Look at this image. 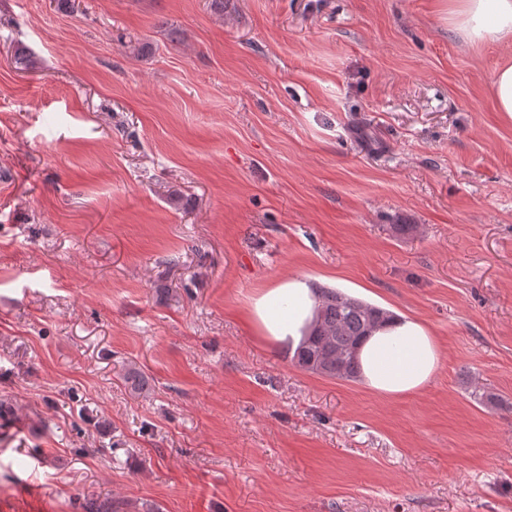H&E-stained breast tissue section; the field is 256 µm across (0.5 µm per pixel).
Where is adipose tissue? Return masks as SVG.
Here are the masks:
<instances>
[{
  "label": "adipose tissue",
  "mask_w": 512,
  "mask_h": 512,
  "mask_svg": "<svg viewBox=\"0 0 512 512\" xmlns=\"http://www.w3.org/2000/svg\"><path fill=\"white\" fill-rule=\"evenodd\" d=\"M448 23L473 45L512 40V0H448ZM317 302L308 283L291 278L263 292L252 303V318L266 341L296 348L312 322ZM365 385L378 394L399 398L425 388L441 365L439 345L419 321L398 314L360 346Z\"/></svg>",
  "instance_id": "obj_1"
}]
</instances>
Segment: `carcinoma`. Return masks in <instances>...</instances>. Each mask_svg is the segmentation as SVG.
<instances>
[{
  "label": "carcinoma",
  "instance_id": "obj_1",
  "mask_svg": "<svg viewBox=\"0 0 512 512\" xmlns=\"http://www.w3.org/2000/svg\"><path fill=\"white\" fill-rule=\"evenodd\" d=\"M315 292L319 300L318 326L311 332L309 342L297 348L292 360L300 368L313 373L355 378L359 367L353 348L367 336L371 323L380 325L390 314L334 288L317 286Z\"/></svg>",
  "mask_w": 512,
  "mask_h": 512
}]
</instances>
